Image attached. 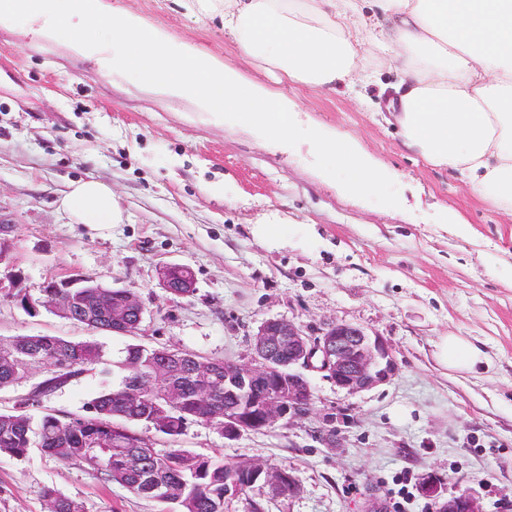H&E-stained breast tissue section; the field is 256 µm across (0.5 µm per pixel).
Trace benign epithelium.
<instances>
[{
    "label": "benign epithelium",
    "instance_id": "1",
    "mask_svg": "<svg viewBox=\"0 0 512 512\" xmlns=\"http://www.w3.org/2000/svg\"><path fill=\"white\" fill-rule=\"evenodd\" d=\"M175 275L183 287H192V270L176 264L159 269V285L173 287ZM132 308L144 311L143 302L127 293L125 304L112 310V331L127 336L141 331L139 324L129 327L127 313ZM313 367L349 395L389 382L398 370L387 340L358 326L335 323L312 338L290 320L269 319L253 334L251 363L225 365L224 424L217 429L231 439L309 417L315 396L302 370ZM422 491L434 500L436 512H482L469 494L443 497L433 478L424 482Z\"/></svg>",
    "mask_w": 512,
    "mask_h": 512
}]
</instances>
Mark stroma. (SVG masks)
Returning a JSON list of instances; mask_svg holds the SVG:
<instances>
[{"instance_id":"35a3bbf8","label":"stroma","mask_w":512,"mask_h":512,"mask_svg":"<svg viewBox=\"0 0 512 512\" xmlns=\"http://www.w3.org/2000/svg\"><path fill=\"white\" fill-rule=\"evenodd\" d=\"M104 2L289 100L299 125L357 144L395 182L400 205L348 194L314 167L309 142L290 147L216 124L194 98L104 72L69 41L39 35V22L1 23L0 217L12 231L0 259V339H94L115 359L135 342L246 364L264 320L312 335L359 326L388 340L398 366L390 382L350 396L313 372L308 419L234 439L193 423L180 447L288 468L295 497L253 490L268 512H363L372 496L382 512H434L421 490L428 477L444 496L471 492L484 512H512V214L408 149L373 105L378 85L357 94L278 81L239 53L219 12L195 13L186 0ZM89 177L118 196L123 223L72 224L58 209L69 182ZM267 219L285 225L286 243L254 235ZM166 264L193 270V294L173 299L159 287ZM69 278L138 294L142 333L96 332L13 298ZM448 334L469 338L491 366L441 367L436 345ZM100 387L98 372L85 373L41 407L81 412ZM321 427L334 431V447L318 438ZM44 486L83 512H158L89 465L36 450L0 456V512H47Z\"/></svg>"}]
</instances>
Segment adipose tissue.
Returning a JSON list of instances; mask_svg holds the SVG:
<instances>
[{
	"label": "adipose tissue",
	"instance_id": "1",
	"mask_svg": "<svg viewBox=\"0 0 512 512\" xmlns=\"http://www.w3.org/2000/svg\"><path fill=\"white\" fill-rule=\"evenodd\" d=\"M219 9L244 56L282 81L336 90L394 74L387 107L405 144L461 175L486 204L512 212V0H194ZM73 224H119L110 186L77 180L58 198ZM440 363L472 371L485 355L447 335Z\"/></svg>",
	"mask_w": 512,
	"mask_h": 512
}]
</instances>
